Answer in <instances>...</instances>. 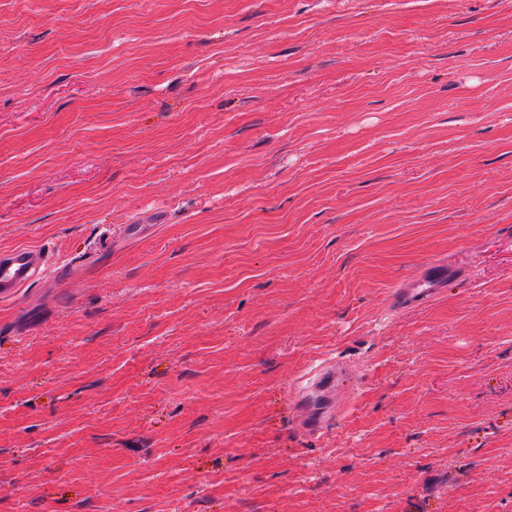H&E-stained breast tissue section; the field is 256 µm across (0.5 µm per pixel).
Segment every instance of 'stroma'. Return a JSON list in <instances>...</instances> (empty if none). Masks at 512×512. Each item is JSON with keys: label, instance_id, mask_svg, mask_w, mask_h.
<instances>
[{"label": "stroma", "instance_id": "35a3bbf8", "mask_svg": "<svg viewBox=\"0 0 512 512\" xmlns=\"http://www.w3.org/2000/svg\"><path fill=\"white\" fill-rule=\"evenodd\" d=\"M17 246L0 512H512V0H0ZM41 248L22 247L1 254L0 259V297L8 298L23 288L32 278L39 265ZM446 278V271L434 268L425 278L409 281L400 291L402 305L416 307L424 304L440 291L441 284ZM356 370L351 366L332 362L320 365L298 377L301 399L299 425L304 431L322 433L330 421L341 412L349 398L346 383L354 378ZM343 404L336 405L338 396Z\"/></svg>", "mask_w": 512, "mask_h": 512}]
</instances>
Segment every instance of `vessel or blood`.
Instances as JSON below:
<instances>
[{
  "label": "vessel or blood",
  "instance_id": "1",
  "mask_svg": "<svg viewBox=\"0 0 512 512\" xmlns=\"http://www.w3.org/2000/svg\"><path fill=\"white\" fill-rule=\"evenodd\" d=\"M41 249L22 247L0 254V297L8 298L23 288L39 265ZM446 274L435 269L425 277L409 281L400 291V301L407 307H416L430 300L440 290ZM351 366L332 362L301 374L298 389L301 415L299 425L309 432H323L341 408L337 397L346 395L347 384L354 378Z\"/></svg>",
  "mask_w": 512,
  "mask_h": 512
}]
</instances>
